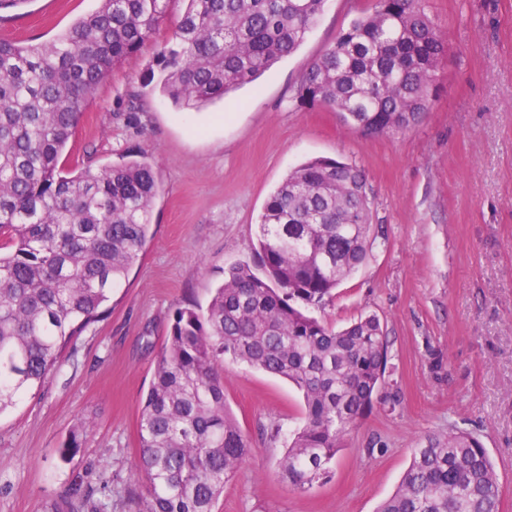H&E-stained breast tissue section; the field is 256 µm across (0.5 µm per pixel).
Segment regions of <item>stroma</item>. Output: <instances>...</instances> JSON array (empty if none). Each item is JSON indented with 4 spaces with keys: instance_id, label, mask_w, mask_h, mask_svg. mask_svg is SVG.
Here are the masks:
<instances>
[{
    "instance_id": "35a3bbf8",
    "label": "stroma",
    "mask_w": 512,
    "mask_h": 512,
    "mask_svg": "<svg viewBox=\"0 0 512 512\" xmlns=\"http://www.w3.org/2000/svg\"><path fill=\"white\" fill-rule=\"evenodd\" d=\"M99 0H26L0 40L54 39ZM374 0H327L300 48L198 111H179L149 78L180 10L96 88L61 163L99 170L128 156L159 186L150 238L42 387L0 415V512H45L70 487L138 512L141 402L174 312L206 309L240 263L257 265L264 206L302 162L330 157L367 179L370 257L311 316L342 329L377 316L388 365L372 407L348 432L330 478L307 491L279 475L304 417L287 380L225 360L224 403L250 455L214 512H376L426 436L460 429L487 449L512 512V0H427L449 33L430 110L396 136L366 137L320 105H298L308 64ZM79 446L67 450L71 437ZM108 473V490L100 475Z\"/></svg>"
}]
</instances>
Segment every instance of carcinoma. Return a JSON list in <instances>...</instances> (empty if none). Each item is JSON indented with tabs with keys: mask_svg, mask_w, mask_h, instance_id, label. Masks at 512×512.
<instances>
[{
	"mask_svg": "<svg viewBox=\"0 0 512 512\" xmlns=\"http://www.w3.org/2000/svg\"><path fill=\"white\" fill-rule=\"evenodd\" d=\"M174 0H100L56 38L0 41V414L41 386L74 337L101 321L112 288L140 258L158 183L130 159L64 172L60 159L101 80L138 51ZM158 52V88L199 109L254 82L293 54L326 0H181ZM426 0H375L305 70L302 103L339 114L364 136H394L428 111L448 32ZM255 252L206 311L173 314L139 415V464L129 476L139 512H213L246 461L247 436L224 408V356L291 382L304 421L280 463L297 490L330 476L346 431L371 408L388 352L376 316L335 331L307 315L369 254L361 169L314 158L271 194ZM148 483L140 484L141 475ZM500 485L480 440L450 430L412 451L378 512H498ZM73 490L50 512H86Z\"/></svg>",
	"mask_w": 512,
	"mask_h": 512,
	"instance_id": "1",
	"label": "carcinoma"
}]
</instances>
